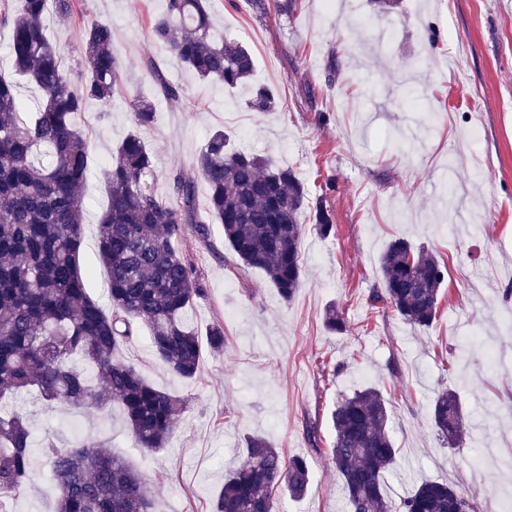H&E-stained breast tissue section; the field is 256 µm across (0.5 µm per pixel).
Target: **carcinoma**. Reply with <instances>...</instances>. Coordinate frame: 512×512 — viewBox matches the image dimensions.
Listing matches in <instances>:
<instances>
[{
	"label": "carcinoma",
	"mask_w": 512,
	"mask_h": 512,
	"mask_svg": "<svg viewBox=\"0 0 512 512\" xmlns=\"http://www.w3.org/2000/svg\"><path fill=\"white\" fill-rule=\"evenodd\" d=\"M50 4L61 17L75 7L74 0H22L18 11L6 4L0 10V24L12 32L10 66L0 71V512H9L6 504L31 477L32 433L13 402L35 392L47 405L97 411L116 405L136 445L157 451L166 446L186 401L148 383L116 357L117 349L143 325L159 360L183 379L196 377L204 347L224 349L223 326H213L204 344L182 321L205 288L176 243L188 224L206 242L209 227L198 217L194 176L170 173L168 200L149 182L154 159L140 130L152 122L153 106L144 98L131 100L135 130L103 170L108 204L98 224V257L107 271L109 309L90 296L79 260L88 147L77 118L92 102L111 105L120 61L111 27L86 26L80 32L81 75L71 80L62 67L64 51L43 24ZM151 35L199 79L226 90L249 84L254 74L248 47L213 31L210 0H166ZM152 75L163 96L181 97L182 89L157 68ZM23 83L41 93L31 109L17 93ZM279 106L270 86L251 87V110ZM196 167L208 189L209 214L222 224L224 243L237 256L233 274L243 280L259 269L290 300L304 273V183L292 170L274 168L246 150L225 151L221 130L207 139ZM313 221L320 235H330L333 224L323 207ZM380 271L382 288L372 292V303H383L415 328L430 326L448 276L445 263L399 237L382 255ZM430 414L439 436L450 444L462 440L466 420L454 391L440 393ZM387 419L386 402L372 388L342 399L332 412V460L349 512H390L384 474L396 464L397 449ZM42 451L59 492L56 512H157L156 491L103 443L59 448L48 440ZM312 480L304 458L287 460L253 436L244 457L225 473L212 512H278L279 493L299 497ZM402 512L474 510L451 485L426 480L403 500Z\"/></svg>",
	"instance_id": "1"
}]
</instances>
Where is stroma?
<instances>
[{"label": "stroma", "mask_w": 512, "mask_h": 512, "mask_svg": "<svg viewBox=\"0 0 512 512\" xmlns=\"http://www.w3.org/2000/svg\"><path fill=\"white\" fill-rule=\"evenodd\" d=\"M214 0L218 32L252 50L254 80L274 86V112H255L244 90L199 80L151 36L165 0H78L72 16L45 14L48 37L78 78L83 27L105 23L122 64L112 108L89 104L78 120L90 176L81 259L91 296L106 302L107 273L97 256V222L107 205L99 170L132 130L129 100H152L142 135L156 157L155 189L168 193L174 169L193 172L209 136L223 131L306 183L304 281L283 301L262 271L236 279V262L219 224L209 244L193 233L178 241L201 273L206 294L186 311L207 338L224 326V349L204 351L195 378L172 375L154 355L147 330L121 347L153 386L188 398L166 448H138L120 409L76 413L48 408L34 395L20 407L35 442L65 447L107 441L113 455L160 491V512H209L224 473L259 435L284 457H304L313 473L299 500L281 495V512H345L343 484L331 460L336 403L373 388L388 402V430L398 450L384 476L392 512L422 480L452 485L475 512H502L501 485L512 487V0H403L381 13L376 0ZM153 59L180 100L156 89ZM325 206L329 237L311 229ZM408 239L448 265L433 323L416 329L369 296L380 287L388 243ZM339 307L346 329H326ZM456 392L468 430L450 447L429 406ZM318 430V444L307 432ZM29 489L9 512H51L57 490L41 453Z\"/></svg>", "instance_id": "stroma-1"}]
</instances>
